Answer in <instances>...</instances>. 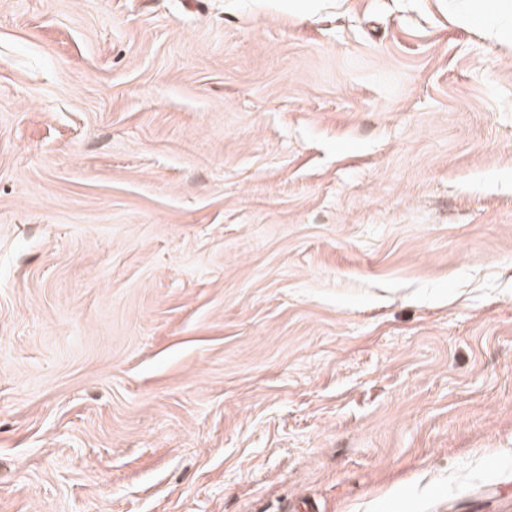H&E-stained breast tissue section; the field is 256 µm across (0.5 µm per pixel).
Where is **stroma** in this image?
<instances>
[{"mask_svg": "<svg viewBox=\"0 0 512 512\" xmlns=\"http://www.w3.org/2000/svg\"><path fill=\"white\" fill-rule=\"evenodd\" d=\"M512 512V47L448 0H0V512Z\"/></svg>", "mask_w": 512, "mask_h": 512, "instance_id": "obj_1", "label": "stroma"}]
</instances>
